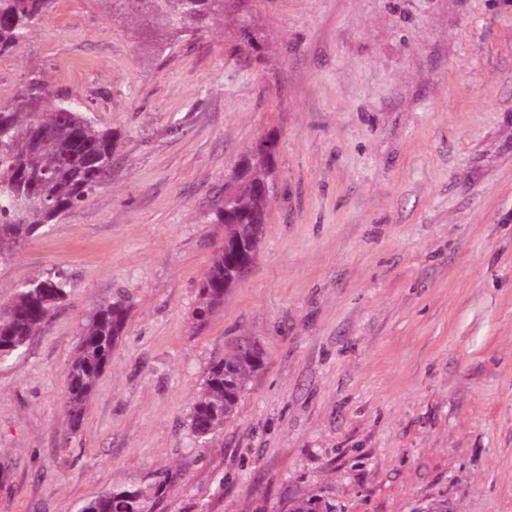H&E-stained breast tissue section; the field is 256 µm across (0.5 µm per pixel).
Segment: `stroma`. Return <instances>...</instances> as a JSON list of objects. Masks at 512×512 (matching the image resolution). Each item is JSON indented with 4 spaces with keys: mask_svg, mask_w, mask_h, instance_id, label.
I'll list each match as a JSON object with an SVG mask.
<instances>
[{
    "mask_svg": "<svg viewBox=\"0 0 512 512\" xmlns=\"http://www.w3.org/2000/svg\"><path fill=\"white\" fill-rule=\"evenodd\" d=\"M147 37L110 0H59L0 56L117 145L87 201L0 256V304L71 282L0 363V512H512V0H249ZM278 136L259 258L207 319L197 287L242 157ZM126 328L71 430L64 369L98 306ZM244 337L263 367L205 440L187 416ZM134 508L146 512L145 497L139 489L110 490L86 501L81 512H123Z\"/></svg>",
    "mask_w": 512,
    "mask_h": 512,
    "instance_id": "35a3bbf8",
    "label": "stroma"
}]
</instances>
